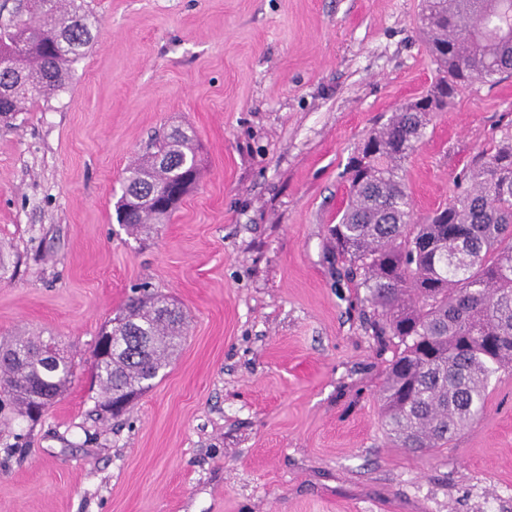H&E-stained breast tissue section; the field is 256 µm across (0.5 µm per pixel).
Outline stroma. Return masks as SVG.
Returning a JSON list of instances; mask_svg holds the SVG:
<instances>
[{"label":"stroma","mask_w":512,"mask_h":512,"mask_svg":"<svg viewBox=\"0 0 512 512\" xmlns=\"http://www.w3.org/2000/svg\"><path fill=\"white\" fill-rule=\"evenodd\" d=\"M65 90L0 117V342L54 339L76 378L37 421L0 412V512H512V372L447 447H394L391 349L337 260L357 143L438 68L421 0H86ZM180 127L201 175L146 240L127 167ZM512 132V78L476 81L406 164L415 215ZM146 283L187 313L178 355L116 418L91 350Z\"/></svg>","instance_id":"obj_1"}]
</instances>
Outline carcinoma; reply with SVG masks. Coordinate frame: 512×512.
Masks as SVG:
<instances>
[{"label": "carcinoma", "instance_id": "cac0c4a2", "mask_svg": "<svg viewBox=\"0 0 512 512\" xmlns=\"http://www.w3.org/2000/svg\"><path fill=\"white\" fill-rule=\"evenodd\" d=\"M420 29L441 75L419 98L369 132L347 162L348 204L329 227L346 275L377 311L375 335L393 346L381 391L384 425L398 448L439 449L483 410L490 378L512 371V134L463 174L470 188L420 220L404 163L474 81L512 78V0H423ZM83 0H25L0 27V116L21 112L67 85L71 66L93 42ZM199 175L193 138L174 129L128 169L119 224L138 236L169 220ZM185 315L143 291L101 327L106 358L90 362L99 396L138 397L170 364ZM52 340L0 343V393L19 415L57 400L76 376L72 361L49 355Z\"/></svg>", "mask_w": 512, "mask_h": 512}]
</instances>
